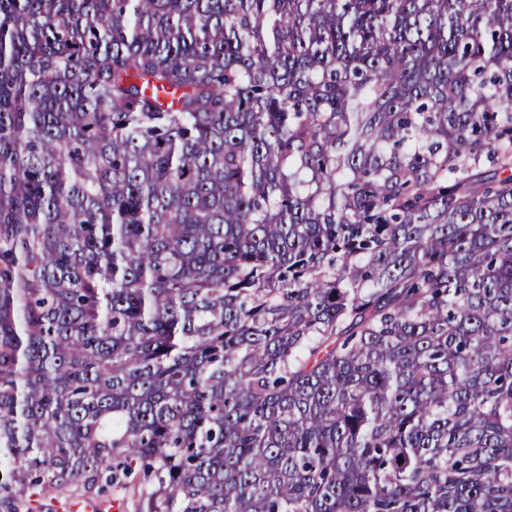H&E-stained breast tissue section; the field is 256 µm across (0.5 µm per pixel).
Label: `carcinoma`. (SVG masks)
<instances>
[{"instance_id":"carcinoma-1","label":"carcinoma","mask_w":512,"mask_h":512,"mask_svg":"<svg viewBox=\"0 0 512 512\" xmlns=\"http://www.w3.org/2000/svg\"><path fill=\"white\" fill-rule=\"evenodd\" d=\"M512 512V0H0V512Z\"/></svg>"}]
</instances>
